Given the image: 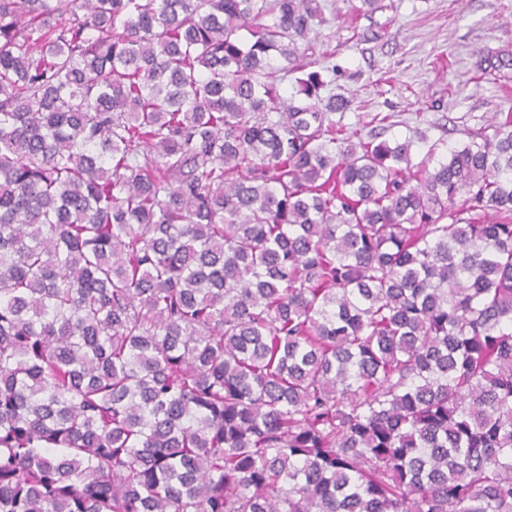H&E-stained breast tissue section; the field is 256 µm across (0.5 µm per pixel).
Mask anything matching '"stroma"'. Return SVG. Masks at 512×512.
Instances as JSON below:
<instances>
[{"label":"stroma","mask_w":512,"mask_h":512,"mask_svg":"<svg viewBox=\"0 0 512 512\" xmlns=\"http://www.w3.org/2000/svg\"><path fill=\"white\" fill-rule=\"evenodd\" d=\"M325 22L311 35L324 95L349 97L344 124L387 115L385 137L466 142V129L512 113V0H319Z\"/></svg>","instance_id":"1"}]
</instances>
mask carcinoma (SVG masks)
Listing matches in <instances>:
<instances>
[{
	"instance_id": "obj_1",
	"label": "carcinoma",
	"mask_w": 512,
	"mask_h": 512,
	"mask_svg": "<svg viewBox=\"0 0 512 512\" xmlns=\"http://www.w3.org/2000/svg\"><path fill=\"white\" fill-rule=\"evenodd\" d=\"M324 22L0 0V512H512V113L365 139Z\"/></svg>"
}]
</instances>
